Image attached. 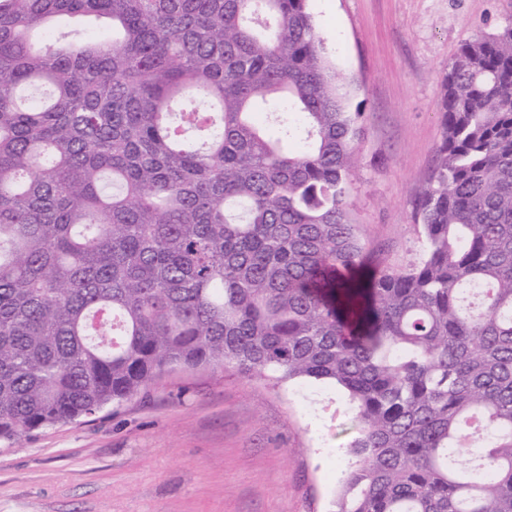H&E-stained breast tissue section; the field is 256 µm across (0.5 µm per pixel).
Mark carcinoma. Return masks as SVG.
Instances as JSON below:
<instances>
[{
	"mask_svg": "<svg viewBox=\"0 0 512 512\" xmlns=\"http://www.w3.org/2000/svg\"><path fill=\"white\" fill-rule=\"evenodd\" d=\"M58 15L118 36L33 42ZM441 85L421 253L366 274L307 0H0V441L177 372L322 381L334 512H512V27Z\"/></svg>",
	"mask_w": 512,
	"mask_h": 512,
	"instance_id": "cac0c4a2",
	"label": "carcinoma"
}]
</instances>
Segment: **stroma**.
Masks as SVG:
<instances>
[{"mask_svg":"<svg viewBox=\"0 0 512 512\" xmlns=\"http://www.w3.org/2000/svg\"><path fill=\"white\" fill-rule=\"evenodd\" d=\"M359 113L350 215L370 265L417 259L414 200L459 46L512 26V0H308ZM304 398H297V391ZM342 391L175 373L119 406L0 443V512H330L352 459Z\"/></svg>","mask_w":512,"mask_h":512,"instance_id":"obj_1","label":"stroma"}]
</instances>
